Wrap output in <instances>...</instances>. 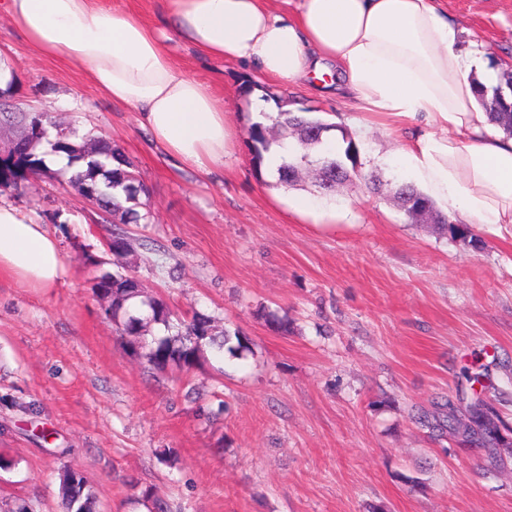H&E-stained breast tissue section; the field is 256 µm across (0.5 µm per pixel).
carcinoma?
Returning a JSON list of instances; mask_svg holds the SVG:
<instances>
[{
    "label": "carcinoma",
    "mask_w": 512,
    "mask_h": 512,
    "mask_svg": "<svg viewBox=\"0 0 512 512\" xmlns=\"http://www.w3.org/2000/svg\"><path fill=\"white\" fill-rule=\"evenodd\" d=\"M512 80L504 78V83L489 89L479 86L478 96L485 111L491 114L495 121L503 126L506 133L512 135V91L506 85ZM279 125L290 129L298 141L306 148L319 146L322 134L333 125L320 119L299 115L295 112L277 113ZM23 124L35 137L30 146L9 151L0 156V184H11L15 187L24 183L29 176L46 169L45 160L37 152V146L47 141L53 153H65L73 163L83 162L86 169L75 173L73 180L82 187L94 189L99 199L101 210L112 215L121 224L136 223L141 216L131 203L137 194L144 190L143 184L137 179L129 178L132 162L122 150L105 138L95 140L93 149L85 151L75 149L73 143L63 132H58L53 140L48 139L49 129L57 127L55 117L47 112H22L10 108H0V126ZM248 135L253 141L256 164H261L263 153L270 150L272 141L267 139L261 124L254 123L249 127ZM342 140L346 143L342 157H313L304 154L296 162L283 161L277 173L281 181H293L288 169L307 165H320L338 169L344 177H350V171L357 168V146L341 132ZM111 241L120 242L119 247L112 250L114 255H122L133 249L134 239L121 229L112 231ZM85 264L95 268L94 279H110L112 287L104 289L111 295L107 303V316L121 336H136L140 342L129 346L133 354L143 357L151 369L165 373L178 371L184 374L195 369L205 351L212 352L217 357L229 355L241 358L250 351L247 339L239 334H230L226 330L217 331L213 319L205 314L194 313L189 318L174 317L167 304L157 298L143 297L139 288H129L127 283L135 275L126 269L115 271L105 270L100 264L85 260ZM163 328V334L155 335L151 340L145 336L153 328ZM472 410L467 412V428L469 432L462 436L457 425L458 407L451 400L437 406L436 411L420 418L424 426L443 435L449 433L465 445L475 444L486 449L488 465L496 467L501 464L502 457L498 448L505 446L502 429L505 423L497 410L479 398L471 402ZM58 494L65 512H99L96 493L88 485L86 478L79 472L65 469L60 474Z\"/></svg>",
    "instance_id": "cac0c4a2"
}]
</instances>
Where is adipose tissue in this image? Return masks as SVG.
Masks as SVG:
<instances>
[{
    "mask_svg": "<svg viewBox=\"0 0 512 512\" xmlns=\"http://www.w3.org/2000/svg\"><path fill=\"white\" fill-rule=\"evenodd\" d=\"M175 35L204 54L255 64L290 83L318 79L405 143L399 163L425 194L478 225H512V136L476 89L497 85L480 58L456 53L445 0H299L293 14L265 0H165ZM42 55L77 62L106 98L139 113L168 155L207 172L236 130L210 84L178 71L161 36L96 0H0ZM69 274L47 225L0 203V277L52 288Z\"/></svg>",
    "mask_w": 512,
    "mask_h": 512,
    "instance_id": "adipose-tissue-1",
    "label": "adipose tissue"
}]
</instances>
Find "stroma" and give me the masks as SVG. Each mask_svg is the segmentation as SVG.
I'll list each match as a JSON object with an SVG mask.
<instances>
[{"instance_id":"stroma-1","label":"stroma","mask_w":512,"mask_h":512,"mask_svg":"<svg viewBox=\"0 0 512 512\" xmlns=\"http://www.w3.org/2000/svg\"><path fill=\"white\" fill-rule=\"evenodd\" d=\"M456 49L512 71V0H447ZM174 66L210 83L238 130L223 166L202 173L156 144L70 61L39 55L0 14V100L48 112L74 141L108 136L145 186L126 225V262L145 295L183 317L201 311L250 340L244 358L206 354L191 374L158 373L128 353L91 290L92 255L111 262V223L67 168L51 167L0 200L54 230L71 268L41 290L0 278V512L22 498L59 512L63 469L95 488L100 512H512V431L503 465L419 424L453 399L492 403L512 424V227L477 226L476 243L414 224L391 197L406 174L380 126L359 133L352 102L309 80L288 85L256 66L166 42ZM284 101L341 126L360 179L329 194L253 161L248 130ZM374 175L382 187L366 188ZM336 211L313 224L279 197ZM294 329L272 331L265 312ZM472 367L478 381L466 380ZM151 498H143V491Z\"/></svg>"}]
</instances>
